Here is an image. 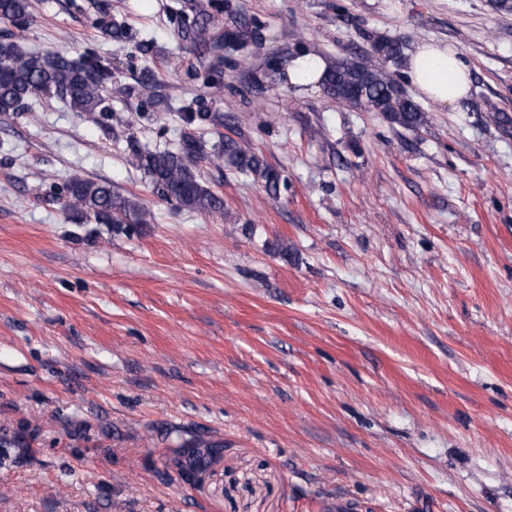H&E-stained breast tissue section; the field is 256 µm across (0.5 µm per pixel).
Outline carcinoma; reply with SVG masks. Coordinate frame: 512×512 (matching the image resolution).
<instances>
[{
	"label": "carcinoma",
	"mask_w": 512,
	"mask_h": 512,
	"mask_svg": "<svg viewBox=\"0 0 512 512\" xmlns=\"http://www.w3.org/2000/svg\"><path fill=\"white\" fill-rule=\"evenodd\" d=\"M228 16L223 22L222 15ZM170 23L180 40L190 43L200 58L207 60L202 83L220 88L224 82V50L245 49L260 35L258 18L239 17L231 0H176L169 9ZM32 21L31 0H0V24L14 31L0 35V118L19 111L31 99H57L71 112L99 114L103 135L111 132L112 112L104 88L112 84V63L93 49L75 58L55 50L29 51L21 45L22 33ZM94 26L101 35L117 44L132 43L147 56L153 40L123 19L100 11ZM372 54L336 61L321 79L323 91L336 102L365 112H378L389 123L417 130L426 122L424 109L401 88L387 64L399 66L405 43L384 35H367ZM156 76L148 67L138 77L140 110L143 113L169 112L171 106L152 92ZM184 124L176 150H149L132 147L129 162L148 177L152 192L177 207L205 215L221 214L223 198L205 185L201 163L209 159L197 131L224 125V114L212 109L201 95L181 100L177 108ZM224 163L261 180L268 195L278 198L287 180L271 168L262 154L231 137H224L217 150ZM44 197L58 205L74 224H105L115 235L130 236L151 223V212L135 197L124 195L107 182L74 177L52 183Z\"/></svg>",
	"instance_id": "carcinoma-1"
}]
</instances>
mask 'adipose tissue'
Returning a JSON list of instances; mask_svg holds the SVG:
<instances>
[{"label":"adipose tissue","mask_w":512,"mask_h":512,"mask_svg":"<svg viewBox=\"0 0 512 512\" xmlns=\"http://www.w3.org/2000/svg\"><path fill=\"white\" fill-rule=\"evenodd\" d=\"M420 97L451 110H460L470 91V67L461 53L440 42L417 46L404 69Z\"/></svg>","instance_id":"adipose-tissue-1"}]
</instances>
